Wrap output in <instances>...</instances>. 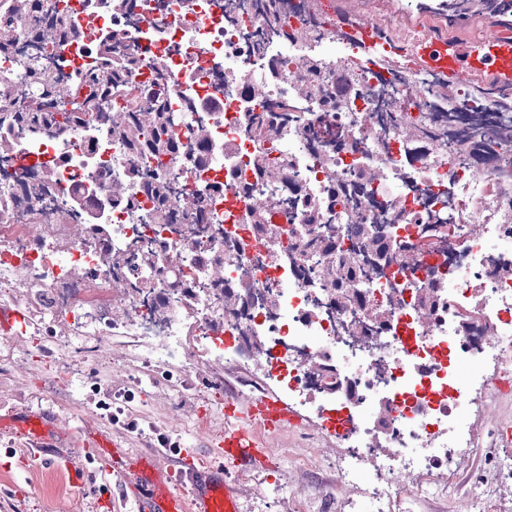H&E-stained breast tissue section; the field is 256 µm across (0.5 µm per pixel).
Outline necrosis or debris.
I'll list each match as a JSON object with an SVG mask.
<instances>
[{"label":"necrosis or debris","mask_w":512,"mask_h":512,"mask_svg":"<svg viewBox=\"0 0 512 512\" xmlns=\"http://www.w3.org/2000/svg\"><path fill=\"white\" fill-rule=\"evenodd\" d=\"M225 0H37L21 40L0 47V80L24 54L67 85L96 62L99 38L122 33L139 64L125 90L103 101L105 116L132 110L151 91L179 118L175 162L183 196L170 221L192 227L189 244L166 232L156 199L130 171L125 148L106 124L73 119L38 134L0 126V302L21 307V336H71L91 349L103 336H139L150 363L181 356V394L198 395L194 374L220 361L263 363L293 409L322 422L341 419L339 475L364 483L378 512H413L456 468L463 449L489 451V471L512 480V453L479 434L475 409L512 397V169L503 146L477 166L460 164L430 141L406 142L405 123L422 106L401 100L390 122L372 91L382 84L348 50L362 92L352 110L330 111L295 95L300 47L280 41L253 52L255 13L224 20ZM92 27L96 41L80 35ZM77 38H70L71 30ZM262 85L261 97L249 90ZM290 115L276 141L255 138L253 116ZM288 161L306 197L327 218L341 207L330 189L356 180L365 195L359 224L340 233L378 237L387 262L349 282L337 299L323 265L290 263L317 227L274 212L267 231L249 218L267 193L253 184L258 159ZM141 239L149 259L113 265ZM164 291L163 308L136 305L131 289Z\"/></svg>","instance_id":"obj_1"}]
</instances>
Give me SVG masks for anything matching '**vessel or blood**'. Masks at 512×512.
Instances as JSON below:
<instances>
[{"mask_svg":"<svg viewBox=\"0 0 512 512\" xmlns=\"http://www.w3.org/2000/svg\"><path fill=\"white\" fill-rule=\"evenodd\" d=\"M324 29L329 35L341 34L364 53L368 63L392 58L411 75L427 72L451 84L465 79L498 94H512L510 20L477 21L461 36L449 35L444 25L425 22L412 35L401 38L373 22H346L343 14L331 6ZM296 422L288 403L273 393L253 400L245 410L234 399H226L224 433L216 455L243 471L268 466L265 438L278 436ZM58 426L57 419L39 414L19 420L13 410L0 411L1 431L25 438L36 454L50 455L53 462L75 470L77 449L55 450L45 440L46 433ZM91 446L100 457L117 461V477L129 472L135 475L138 488L132 499L136 505L147 506L149 512H240L238 493L224 482L218 467L205 471L189 468L190 491L184 494L171 488L155 469L159 458L168 456V446L133 456L100 435Z\"/></svg>","mask_w":512,"mask_h":512,"instance_id":"obj_1","label":"vessel or blood"}]
</instances>
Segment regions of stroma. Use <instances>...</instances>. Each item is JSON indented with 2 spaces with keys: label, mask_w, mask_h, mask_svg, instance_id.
<instances>
[{
  "label": "stroma",
  "mask_w": 512,
  "mask_h": 512,
  "mask_svg": "<svg viewBox=\"0 0 512 512\" xmlns=\"http://www.w3.org/2000/svg\"><path fill=\"white\" fill-rule=\"evenodd\" d=\"M337 8L399 34L420 17L446 16V0H335ZM57 359L43 355L44 339L28 337L24 346L0 335V406L18 413L49 411L67 431L69 440L88 432L110 436L119 446L139 453L165 437L174 455L209 463L210 441L224 428L225 397L240 394L243 384L266 387L260 368L249 372L218 364L210 368L215 395L210 399L181 398L176 386L146 380L147 367L131 337L110 336L97 350L98 364L75 352L71 339L58 337ZM288 455L271 468L254 473L229 469L243 512H346L357 501L360 512H373L357 487L337 476L339 450L332 435L320 433L307 417L289 426L270 444ZM81 483L57 472L24 447L21 439L0 433V512H126L123 487L109 472L108 461L83 457ZM483 492L493 512H512V484L493 479L483 469V451L466 452L449 487L421 496L415 512H468L472 495Z\"/></svg>",
  "instance_id": "1"
}]
</instances>
